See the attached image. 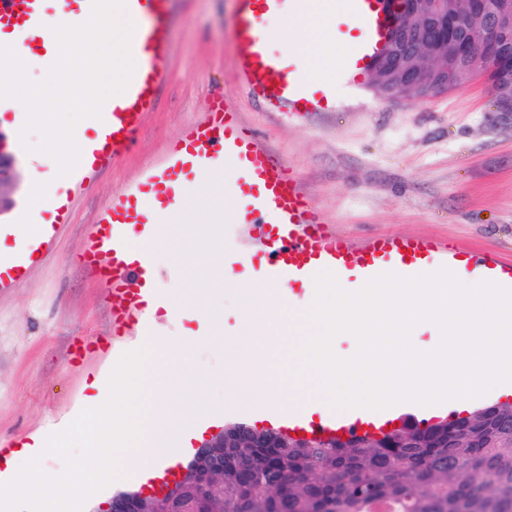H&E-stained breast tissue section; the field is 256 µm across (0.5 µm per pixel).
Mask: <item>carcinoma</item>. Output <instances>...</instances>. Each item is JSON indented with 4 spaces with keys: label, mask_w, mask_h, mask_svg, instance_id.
Here are the masks:
<instances>
[{
    "label": "carcinoma",
    "mask_w": 512,
    "mask_h": 512,
    "mask_svg": "<svg viewBox=\"0 0 512 512\" xmlns=\"http://www.w3.org/2000/svg\"><path fill=\"white\" fill-rule=\"evenodd\" d=\"M420 82L453 90L475 65L466 58L439 75L437 30H419L405 46ZM402 426L379 440L317 442L312 448H226L224 476L208 491L192 487L178 512H512V404L478 407L440 427L434 442Z\"/></svg>",
    "instance_id": "cac0c4a2"
}]
</instances>
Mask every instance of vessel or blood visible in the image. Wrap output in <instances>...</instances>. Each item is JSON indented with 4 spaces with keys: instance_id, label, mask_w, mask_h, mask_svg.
Returning a JSON list of instances; mask_svg holds the SVG:
<instances>
[{
    "instance_id": "vessel-or-blood-1",
    "label": "vessel or blood",
    "mask_w": 512,
    "mask_h": 512,
    "mask_svg": "<svg viewBox=\"0 0 512 512\" xmlns=\"http://www.w3.org/2000/svg\"><path fill=\"white\" fill-rule=\"evenodd\" d=\"M234 38L236 80L251 97L274 114L313 113L335 108L329 86L309 78L304 67L284 65L268 48L259 30L262 18L284 11L309 13L329 10L353 26L343 79L360 84L369 70L387 27L381 0H236ZM168 0H126L135 25L131 52L135 70L124 93L104 103L93 137L86 144L82 180L105 172L133 147L145 116L155 110L158 92L168 81ZM52 13L50 0H0V45H15L27 33L42 31L38 41L43 60L56 58L53 39L45 28ZM224 171V201L233 227L261 244L260 253L233 250L224 255V273L231 278L250 274L267 288H310L317 273L329 270L346 283L350 272L367 281L384 272L415 276L445 267L474 279L491 280L512 288V261L487 251L477 256L454 241L434 236L375 235L363 240L336 232L314 206L306 185L287 159L261 138L223 96L212 97L198 119L182 127L167 144L160 160L137 180L115 194L95 224L82 253V264L112 294V323L134 321L143 341L156 331L151 310L169 304L158 288L152 243L162 227L161 218L185 185L209 170ZM72 200L54 209L53 223L31 237L16 224L0 225V235L15 236L11 252H0V288L22 279L44 263L50 245L70 222ZM143 230L129 238V226ZM231 413L249 419L274 417L280 428L307 439L345 437L352 433L380 432L398 421L391 408L326 410L308 414L297 405L267 406L249 399L235 400ZM181 473L179 462L159 463L150 478L141 472L130 478L139 491L161 495Z\"/></svg>"
}]
</instances>
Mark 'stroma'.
<instances>
[{
    "label": "stroma",
    "instance_id": "obj_1",
    "mask_svg": "<svg viewBox=\"0 0 512 512\" xmlns=\"http://www.w3.org/2000/svg\"><path fill=\"white\" fill-rule=\"evenodd\" d=\"M170 79L146 117L135 150L70 192L74 214L48 260L0 288V448L60 427L111 363L138 342L136 326L114 335L112 300L78 254L103 207L160 157L184 124L227 94L244 119L291 162L331 223L356 239L393 232L446 237L512 259V125L500 119L479 78L455 90L393 100L329 75L338 106L275 121L242 92L233 54L236 0H169ZM349 24L334 20L323 43L306 33L275 37L290 62L343 47Z\"/></svg>",
    "mask_w": 512,
    "mask_h": 512
}]
</instances>
